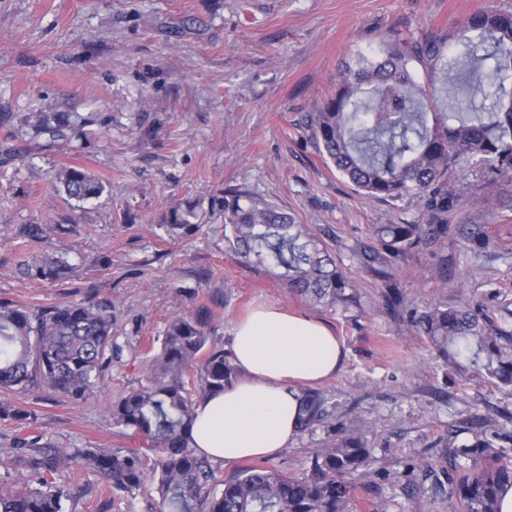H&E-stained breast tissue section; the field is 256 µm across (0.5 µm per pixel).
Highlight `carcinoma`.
<instances>
[{
    "instance_id": "1",
    "label": "carcinoma",
    "mask_w": 512,
    "mask_h": 512,
    "mask_svg": "<svg viewBox=\"0 0 512 512\" xmlns=\"http://www.w3.org/2000/svg\"><path fill=\"white\" fill-rule=\"evenodd\" d=\"M419 65L429 84L412 75ZM512 12L480 11L449 32L390 39L378 54L345 64L331 96L305 115L315 148L358 192L377 199H419L425 224H374L352 252L384 280L414 250L431 249L435 275L448 282L452 240L477 259H494L503 239L486 224H450L448 214L464 195L466 170L500 188L499 204L512 207ZM93 119L74 112L40 111L21 116V126L49 146L84 135ZM68 198L87 202L107 185L79 166L56 175ZM222 220L224 240L244 262L261 266L289 290L324 307L354 298L356 281L337 265L323 240L294 214L245 189H224L204 205L186 201L162 214L168 231L195 234ZM68 224H28L20 236L38 240ZM18 272L57 282L77 276L62 257L23 256ZM512 310L497 291L480 296L460 291L424 309H410L412 326L425 336L448 371L460 380L484 379L512 390ZM112 299L97 294L81 302L21 305L0 301V392L41 387L79 401L93 394L123 346L113 334ZM210 313L199 308L164 327L159 351L135 388L109 405L112 423L137 440L134 448L51 450L39 437H19L9 454L20 458L29 479L0 486V512H67L71 488L57 481L66 469L100 476L112 492L132 494L147 479L157 484L160 512H350L353 479L370 465L367 443L354 431L326 438L311 457L309 473L288 476L250 464L224 483L197 454L189 430L194 407L240 376L232 351L208 346ZM329 397L305 389L298 427L305 432L328 416ZM0 418L31 424L35 415L0 401ZM470 438L450 436L435 494L450 512H499V492L512 487V455L492 417L467 421Z\"/></svg>"
}]
</instances>
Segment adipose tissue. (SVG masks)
I'll use <instances>...</instances> for the list:
<instances>
[{
	"instance_id": "ef3b65f1",
	"label": "adipose tissue",
	"mask_w": 512,
	"mask_h": 512,
	"mask_svg": "<svg viewBox=\"0 0 512 512\" xmlns=\"http://www.w3.org/2000/svg\"><path fill=\"white\" fill-rule=\"evenodd\" d=\"M230 344L244 374L195 406L192 445L211 462L277 454L294 442L301 388L335 375L342 348L327 325L273 305L237 321Z\"/></svg>"
}]
</instances>
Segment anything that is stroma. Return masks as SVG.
I'll return each mask as SVG.
<instances>
[{"label":"stroma","mask_w":512,"mask_h":512,"mask_svg":"<svg viewBox=\"0 0 512 512\" xmlns=\"http://www.w3.org/2000/svg\"><path fill=\"white\" fill-rule=\"evenodd\" d=\"M482 10L511 12L512 0H0V143L18 153L0 165V300L80 302L96 289L112 299L116 334L126 345L101 392L87 400L35 388L6 393L36 421L0 419V449L28 434L57 448L131 447L107 407L144 378L167 321L207 307L208 344L225 349L234 323L271 303L324 321L343 358L321 385L331 416L266 465L303 475L327 433L355 423L374 461L355 480L352 512H448L434 495V476L422 472L411 481L407 470L418 459L440 467L449 432L493 408L512 412V394L479 379L445 385L408 309L455 296L463 283L478 290L494 283L512 301V210L491 212L481 200L482 178L469 175L473 195L448 221L489 224L508 236L507 251L478 261L450 241L447 283L434 278L425 249L409 254L385 283L353 259L350 246L373 224L426 222L424 206L355 191L318 157L302 119L332 93L345 61L378 52L394 35L450 30ZM49 109L99 121L80 140L34 148L17 133L19 117ZM65 165L94 173L108 193L68 203L53 183ZM228 187L251 189L311 225L358 282L359 303L324 309L289 292L227 246L222 223L182 238L157 224L170 206ZM66 218L72 232L47 234L28 252L67 257L78 279L20 275V228ZM394 289L403 306L390 307ZM61 481L85 494L75 512L98 500L106 512L158 509L150 482L130 496L109 491L89 472Z\"/></svg>","instance_id":"35a3bbf8"}]
</instances>
